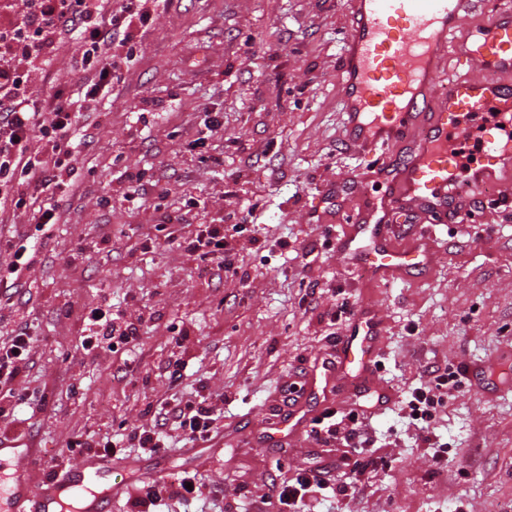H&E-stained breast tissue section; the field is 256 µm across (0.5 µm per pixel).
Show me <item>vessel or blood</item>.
<instances>
[{"label":"vessel or blood","mask_w":512,"mask_h":512,"mask_svg":"<svg viewBox=\"0 0 512 512\" xmlns=\"http://www.w3.org/2000/svg\"><path fill=\"white\" fill-rule=\"evenodd\" d=\"M479 0H348L342 89L345 137L378 155L370 176L381 196L362 197L336 252L348 263L394 281L429 264L427 241L402 249L391 242L395 212L437 211L464 195L482 199L489 185L512 182V5L495 4L491 20L470 25ZM477 62L475 75L447 77L448 57ZM407 140L402 161L388 155ZM381 323L359 311L336 354L319 372L324 396L349 381L368 384L378 372ZM35 447L26 437L0 436V512H111L127 489L112 479L110 459L88 455L32 483Z\"/></svg>","instance_id":"1"}]
</instances>
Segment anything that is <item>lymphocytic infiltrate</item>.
<instances>
[{"mask_svg": "<svg viewBox=\"0 0 512 512\" xmlns=\"http://www.w3.org/2000/svg\"><path fill=\"white\" fill-rule=\"evenodd\" d=\"M154 2L124 0L120 10L112 13L104 10L101 0H22L21 21L0 30V209L33 212L24 234H0V286L5 289L6 300H13L22 286L23 273L35 265L39 240L60 221L59 197L73 185L72 132L79 114L63 89L50 101H39L34 95L33 77L46 65L57 36L75 34L81 40L82 67L95 73L84 89L85 96L109 92L111 75L122 62L115 50L128 41L134 23L151 20ZM155 230L152 246L178 250L218 277L234 268V249L225 242L223 225L203 224L190 236L182 235L175 224H159ZM82 320L86 353L120 355L124 377L131 383L138 381L136 351L143 316L113 310L111 300L105 298L84 306ZM36 341L24 319L9 340L0 343V423H14L19 406L34 409L39 405L23 380ZM461 385L458 374L448 368L405 397L420 431H429L444 391ZM218 401V396L204 386L185 401L160 398L148 403L145 423L123 427L105 441L90 434L76 435L68 439L65 452L72 456L88 452L116 456L136 448L163 454L169 449L166 431L170 428L181 431L188 443H207L218 433L222 416ZM365 406L358 398L344 412L326 408L313 420L307 438L326 446L339 442L355 447L363 431ZM351 487V478L336 474L334 466L313 462L299 468L295 478L280 488L277 498L284 512H305L309 494L343 495Z\"/></svg>", "mask_w": 512, "mask_h": 512, "instance_id": "lymphocytic-infiltrate-1", "label": "lymphocytic infiltrate"}]
</instances>
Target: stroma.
Masks as SVG:
<instances>
[{
    "instance_id": "35a3bbf8",
    "label": "stroma",
    "mask_w": 512,
    "mask_h": 512,
    "mask_svg": "<svg viewBox=\"0 0 512 512\" xmlns=\"http://www.w3.org/2000/svg\"><path fill=\"white\" fill-rule=\"evenodd\" d=\"M345 2L159 0L151 23L132 29L110 96L81 103L75 185L60 203L61 222L13 308L0 311L1 339L20 315L39 338L24 380L45 400L38 411L18 410L39 458L56 456L73 435L102 439L120 421L142 423L147 403L168 394L161 366L179 357L180 396L204 382L224 396L214 439L221 451H190L177 434L167 468L238 486L227 500L199 499L196 512H277L276 487L314 449L304 435L276 429L284 389L309 385L305 404L321 402L311 383L329 335L349 329L327 314L340 298L370 308L384 329L376 384L391 402L368 419L365 435L369 450L393 464L317 512H512V393L499 391L512 376V184L495 186L482 208L461 204L456 223L417 212L402 224L398 245L430 236L431 266L390 282L342 265L336 242L348 227L340 219L357 199L338 187L371 162L344 142L336 70ZM80 58L77 41L59 36L35 78L39 96L80 93L92 78ZM202 105L221 114L224 129L197 147ZM237 170L240 180L227 184L225 173ZM137 171L169 184V196L128 200L127 175ZM242 209L255 231L233 237L235 276L199 275L179 252L145 243L161 213L228 227ZM487 225L492 232L481 237ZM104 293L116 308L156 315L137 352L146 385L83 350L79 313ZM173 321L192 332L186 348L167 339ZM446 367L463 385L444 396L426 442L403 399ZM434 443L447 446L438 464Z\"/></svg>"
}]
</instances>
